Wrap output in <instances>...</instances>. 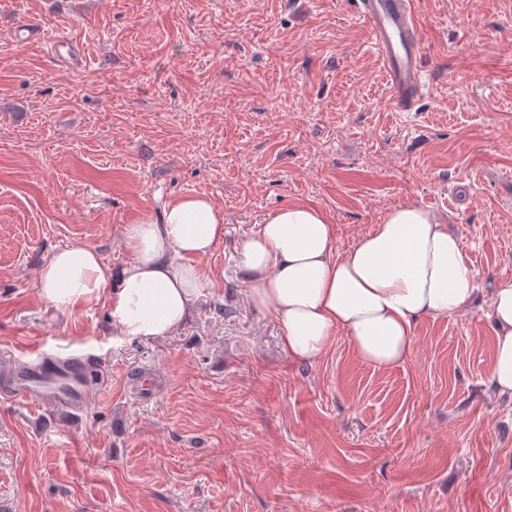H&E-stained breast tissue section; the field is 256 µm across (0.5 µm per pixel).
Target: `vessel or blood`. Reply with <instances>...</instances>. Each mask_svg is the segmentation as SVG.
I'll use <instances>...</instances> for the list:
<instances>
[{
  "label": "vessel or blood",
  "instance_id": "b4317fda",
  "mask_svg": "<svg viewBox=\"0 0 512 512\" xmlns=\"http://www.w3.org/2000/svg\"><path fill=\"white\" fill-rule=\"evenodd\" d=\"M356 8L370 27L387 77L391 99L402 112L412 111L422 90L424 46L412 0H356ZM92 355L81 353L62 364L39 363L20 369H0V394L33 398L41 404H83Z\"/></svg>",
  "mask_w": 512,
  "mask_h": 512
}]
</instances>
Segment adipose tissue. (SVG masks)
<instances>
[{"mask_svg":"<svg viewBox=\"0 0 512 512\" xmlns=\"http://www.w3.org/2000/svg\"><path fill=\"white\" fill-rule=\"evenodd\" d=\"M120 233L130 259L117 275L98 250L72 244L41 265L42 297L61 311L106 299L112 332L126 340L173 335L212 284L194 260L223 238V215L205 195H186ZM238 252L254 305L272 309L283 350L301 361L321 358L343 336L372 367L402 364L418 321L467 309L475 293L477 271L457 233L414 206L392 209L340 254L323 211L294 203L240 240ZM486 316L495 336L490 383L512 396L511 278L492 289Z\"/></svg>","mask_w":512,"mask_h":512,"instance_id":"1","label":"adipose tissue"}]
</instances>
